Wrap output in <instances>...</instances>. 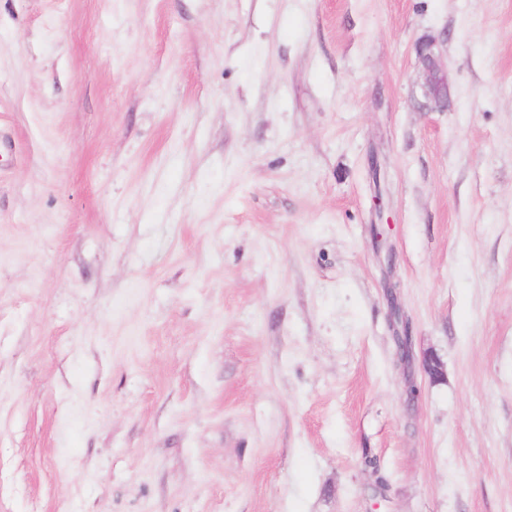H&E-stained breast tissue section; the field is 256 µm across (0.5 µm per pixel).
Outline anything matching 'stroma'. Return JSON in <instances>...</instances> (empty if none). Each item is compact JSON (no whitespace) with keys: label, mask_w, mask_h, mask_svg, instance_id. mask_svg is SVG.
Listing matches in <instances>:
<instances>
[{"label":"stroma","mask_w":512,"mask_h":512,"mask_svg":"<svg viewBox=\"0 0 512 512\" xmlns=\"http://www.w3.org/2000/svg\"><path fill=\"white\" fill-rule=\"evenodd\" d=\"M0 512H512V0H0ZM414 51L424 97L439 111L447 110L450 77L441 61L438 39L423 37L415 44Z\"/></svg>","instance_id":"obj_1"}]
</instances>
